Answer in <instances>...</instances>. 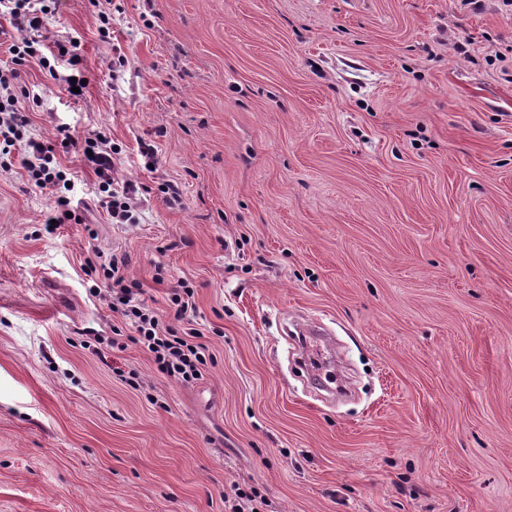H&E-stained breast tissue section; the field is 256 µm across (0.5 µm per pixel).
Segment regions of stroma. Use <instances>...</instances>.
Returning <instances> with one entry per match:
<instances>
[{
  "label": "stroma",
  "mask_w": 512,
  "mask_h": 512,
  "mask_svg": "<svg viewBox=\"0 0 512 512\" xmlns=\"http://www.w3.org/2000/svg\"><path fill=\"white\" fill-rule=\"evenodd\" d=\"M112 2L106 43L88 0L44 21L83 43V99L20 68L33 137L110 132L141 220L110 223L68 153L90 208L50 231L0 168V512H231L236 487L260 512H512V12ZM96 250L150 306L194 287L202 378L158 374L89 294ZM304 320L346 395L304 366ZM116 328L118 375L86 344Z\"/></svg>",
  "instance_id": "stroma-1"
}]
</instances>
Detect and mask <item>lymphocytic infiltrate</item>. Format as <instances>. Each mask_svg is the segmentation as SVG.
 Instances as JSON below:
<instances>
[{
  "label": "lymphocytic infiltrate",
  "instance_id": "obj_1",
  "mask_svg": "<svg viewBox=\"0 0 512 512\" xmlns=\"http://www.w3.org/2000/svg\"><path fill=\"white\" fill-rule=\"evenodd\" d=\"M62 2L0 0V7L5 9L17 31L8 46L15 66L0 69V162L20 155L21 165L30 181L53 196L55 222L66 224L70 221L71 198L57 151L59 144H68L77 148L84 165L96 176L100 203L111 223H138V189L132 183L122 184L116 180L120 150L113 146L106 132L94 130L78 138L69 127L62 125L54 143L35 140L28 134L29 121L15 94V86L21 77L20 65L37 61L68 94L73 88L71 78L60 74L56 64L63 60L74 67L81 61V44L70 40L50 42L41 33L45 14L58 13ZM124 266V260L100 252L87 259L85 272L92 281L90 293L103 296L111 311L119 314L133 329V343L152 354L159 373L183 383L200 379L211 359L207 346L196 342L192 333H177L172 326L173 321L194 317V287L179 282L168 296V309L160 312L146 305L140 286L127 279Z\"/></svg>",
  "mask_w": 512,
  "mask_h": 512
}]
</instances>
